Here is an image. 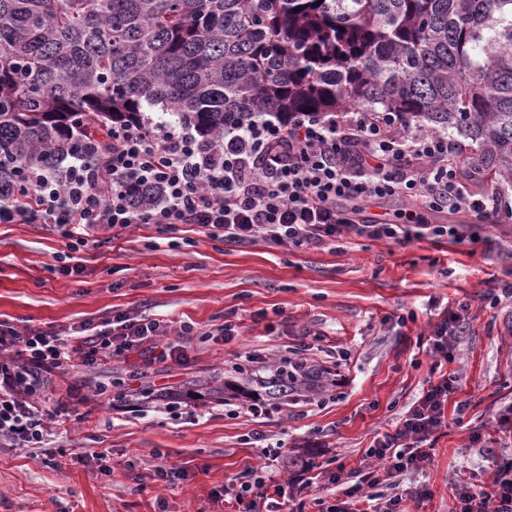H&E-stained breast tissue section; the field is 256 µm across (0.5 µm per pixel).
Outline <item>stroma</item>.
I'll return each mask as SVG.
<instances>
[{"mask_svg": "<svg viewBox=\"0 0 512 512\" xmlns=\"http://www.w3.org/2000/svg\"><path fill=\"white\" fill-rule=\"evenodd\" d=\"M477 233L461 246L352 235L338 249L294 248L230 244L193 224H134L117 235L99 230L82 247L49 224H0V321L64 333L118 313L163 319L170 341L188 353L186 362L162 363L145 349L124 362L76 361L60 371L57 395L77 403L78 413L58 422L54 402H46V447H0V512H237L224 488L251 469L263 482L257 512H288L274 488L292 484L305 488L303 512H320L316 500L326 492L312 481L311 466L357 467L377 434L436 380L426 351L430 322L463 307L466 329L449 369L459 377L452 399L467 408L448 412L429 443V461L411 477L429 487L430 499L405 504L407 512H449L457 474L490 481L489 453L512 439L494 430L512 408V302L490 298L512 282V216L500 213ZM74 265L79 273H71ZM228 314L238 336L208 337ZM186 325L194 334H183ZM307 330L324 337L319 364L332 365L341 351L351 360L329 394L266 415L228 416L223 403L203 398L193 402L195 415L173 419L162 401L98 391L142 380L183 389L235 379L238 353L253 347L276 363ZM258 433L269 447H282L288 468H264L261 448L244 443ZM104 449L108 476L87 459ZM157 463L183 468L186 480L155 479Z\"/></svg>", "mask_w": 512, "mask_h": 512, "instance_id": "35a3bbf8", "label": "stroma"}]
</instances>
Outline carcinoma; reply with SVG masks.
<instances>
[{
  "label": "carcinoma",
  "mask_w": 512,
  "mask_h": 512,
  "mask_svg": "<svg viewBox=\"0 0 512 512\" xmlns=\"http://www.w3.org/2000/svg\"><path fill=\"white\" fill-rule=\"evenodd\" d=\"M0 0V197L155 105L217 136L242 116L389 112L456 130L512 186V0ZM264 396L335 387L280 362ZM224 400L256 401L227 383Z\"/></svg>",
  "instance_id": "1"
}]
</instances>
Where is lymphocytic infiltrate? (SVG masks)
<instances>
[{
    "label": "lymphocytic infiltrate",
    "instance_id": "f902f5d3",
    "mask_svg": "<svg viewBox=\"0 0 512 512\" xmlns=\"http://www.w3.org/2000/svg\"><path fill=\"white\" fill-rule=\"evenodd\" d=\"M466 147L444 133L396 123L381 112H337L279 119L244 118L213 140L180 123L141 121L113 130L102 166L79 160L52 172H22V198L0 199V224H51L61 236L86 245L96 231L134 224H194L219 230L229 243L264 240L307 248L342 245L347 234L405 244L468 237L463 225L432 222L435 214H467L482 221L499 212L495 193L475 192L479 177L461 172ZM161 189L145 210L135 207L145 187ZM405 199L396 219L366 218L369 204ZM466 325L458 313L432 324L428 347L445 362ZM162 319L123 314L97 330L79 324L72 336L21 332L0 322V442L45 447L50 432L41 407L54 394V374L73 359L90 367L128 358L148 343L158 361L183 362L182 346L167 343ZM455 375L429 383L394 430L379 435L361 465L325 476L334 490L326 512H401L406 501L429 499L424 484L405 478L429 459L428 441L445 427ZM491 483L461 480L450 512H512V444L493 459Z\"/></svg>",
    "mask_w": 512,
    "mask_h": 512
}]
</instances>
